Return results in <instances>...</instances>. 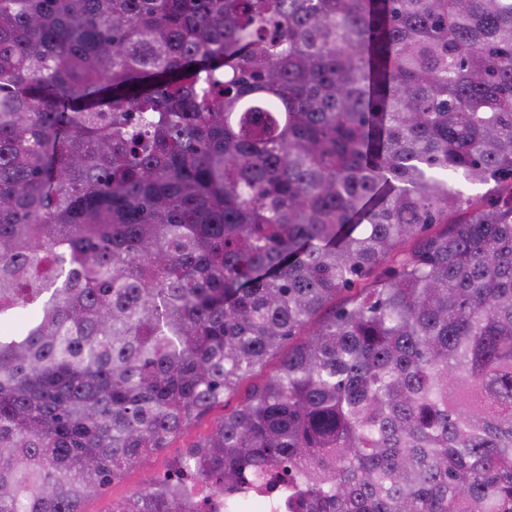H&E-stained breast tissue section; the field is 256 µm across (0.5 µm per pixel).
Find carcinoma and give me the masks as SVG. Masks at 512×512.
I'll return each instance as SVG.
<instances>
[{"label": "carcinoma", "mask_w": 512, "mask_h": 512, "mask_svg": "<svg viewBox=\"0 0 512 512\" xmlns=\"http://www.w3.org/2000/svg\"><path fill=\"white\" fill-rule=\"evenodd\" d=\"M238 392L120 512H512V0H0V512Z\"/></svg>", "instance_id": "carcinoma-1"}]
</instances>
